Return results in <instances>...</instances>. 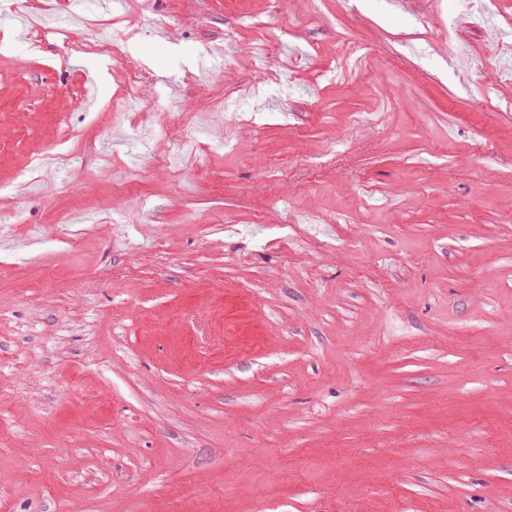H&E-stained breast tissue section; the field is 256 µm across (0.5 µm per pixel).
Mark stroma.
I'll use <instances>...</instances> for the list:
<instances>
[{"label":"stroma","mask_w":512,"mask_h":512,"mask_svg":"<svg viewBox=\"0 0 512 512\" xmlns=\"http://www.w3.org/2000/svg\"><path fill=\"white\" fill-rule=\"evenodd\" d=\"M98 2L0 9V512H512V0ZM93 39L101 52L106 53L112 57V59L124 62L131 67V73L135 80H141L143 75L137 70V67L131 61L130 57L126 53V37L119 33H114L105 30L95 31Z\"/></svg>","instance_id":"obj_1"}]
</instances>
